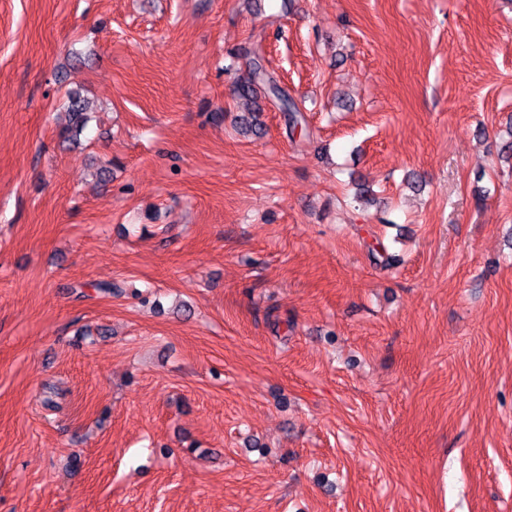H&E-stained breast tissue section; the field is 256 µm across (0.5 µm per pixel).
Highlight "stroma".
<instances>
[{"mask_svg":"<svg viewBox=\"0 0 512 512\" xmlns=\"http://www.w3.org/2000/svg\"><path fill=\"white\" fill-rule=\"evenodd\" d=\"M511 135L512 0H0V512H512ZM244 56L248 58L247 70L236 83L238 96L251 101L258 97V92H263L264 96L272 97L280 112L285 114L290 129L306 127L307 122L298 102L268 72L264 58L247 50ZM67 109L71 116V126L63 130L62 135L68 140H74V136H76L77 140V135H80L89 118L86 102L79 94H70Z\"/></svg>","mask_w":512,"mask_h":512,"instance_id":"stroma-1","label":"stroma"}]
</instances>
